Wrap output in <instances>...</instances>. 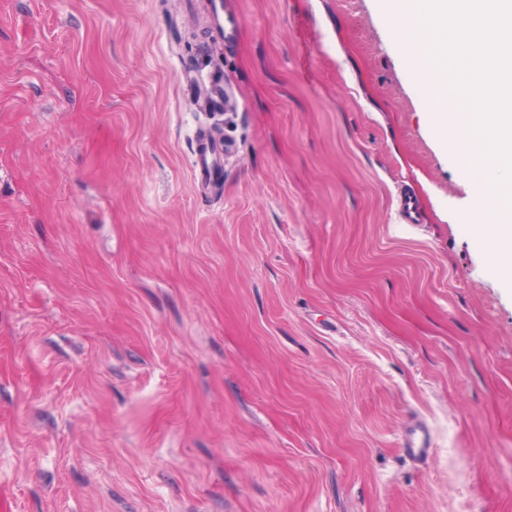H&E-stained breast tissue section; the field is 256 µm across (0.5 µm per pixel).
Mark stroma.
Segmentation results:
<instances>
[{"instance_id":"obj_1","label":"stroma","mask_w":512,"mask_h":512,"mask_svg":"<svg viewBox=\"0 0 512 512\" xmlns=\"http://www.w3.org/2000/svg\"><path fill=\"white\" fill-rule=\"evenodd\" d=\"M212 2L0 0V512H512V281L396 4Z\"/></svg>"}]
</instances>
